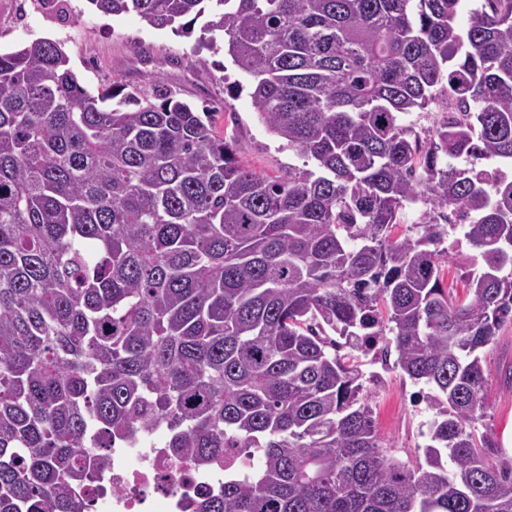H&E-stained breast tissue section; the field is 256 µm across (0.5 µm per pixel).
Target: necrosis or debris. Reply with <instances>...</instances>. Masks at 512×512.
<instances>
[{"instance_id":"4bbe7bcc","label":"necrosis or debris","mask_w":512,"mask_h":512,"mask_svg":"<svg viewBox=\"0 0 512 512\" xmlns=\"http://www.w3.org/2000/svg\"><path fill=\"white\" fill-rule=\"evenodd\" d=\"M253 466L252 457L230 448L224 463L201 470L174 457L163 439L149 433L113 449L103 471L78 493L89 512H194L200 494L223 486L225 468Z\"/></svg>"}]
</instances>
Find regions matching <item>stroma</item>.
Wrapping results in <instances>:
<instances>
[{"mask_svg":"<svg viewBox=\"0 0 512 512\" xmlns=\"http://www.w3.org/2000/svg\"><path fill=\"white\" fill-rule=\"evenodd\" d=\"M37 38L60 42L80 83L99 91L116 84H144L153 75H165L168 84L196 109L213 108L216 131L234 140L239 162L256 172L282 176L302 164L259 120L248 80L227 53L197 50L196 37L153 29L133 13L103 15L86 0H66L63 12L53 16L43 13L39 0H28L24 16L0 14L1 51ZM443 247V284L454 295L464 296V275L470 264L467 246L460 233L452 231ZM481 355L489 378L487 410L475 429L497 439L512 457V386L504 380L512 369V325L504 326ZM359 365L363 395L373 408L384 446L402 461L413 465L423 461V433L432 416L424 400L425 386L391 369L381 379H370L376 364L364 355Z\"/></svg>","mask_w":512,"mask_h":512,"instance_id":"35a3bbf8","label":"stroma"}]
</instances>
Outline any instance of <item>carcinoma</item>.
I'll use <instances>...</instances> for the list:
<instances>
[{"mask_svg":"<svg viewBox=\"0 0 512 512\" xmlns=\"http://www.w3.org/2000/svg\"><path fill=\"white\" fill-rule=\"evenodd\" d=\"M87 2L224 36L304 163L248 169L210 110L156 78L85 87L56 41L0 52V512H87L73 489L158 426L198 467L260 453L195 512H512V460L474 434L478 351L512 323V177L478 167L512 164V0L465 27L460 0ZM439 93L424 148L402 116ZM417 202L450 215L393 236ZM449 224L474 252L461 299ZM378 343L431 389L424 466L383 446L338 354ZM440 248L445 249L447 253L440 260L444 287H448V291L454 296L462 298L466 292L463 277L471 263L469 258L471 252L468 251L461 234L453 232L449 227L448 237Z\"/></svg>","mask_w":512,"mask_h":512,"instance_id":"cac0c4a2","label":"carcinoma"}]
</instances>
